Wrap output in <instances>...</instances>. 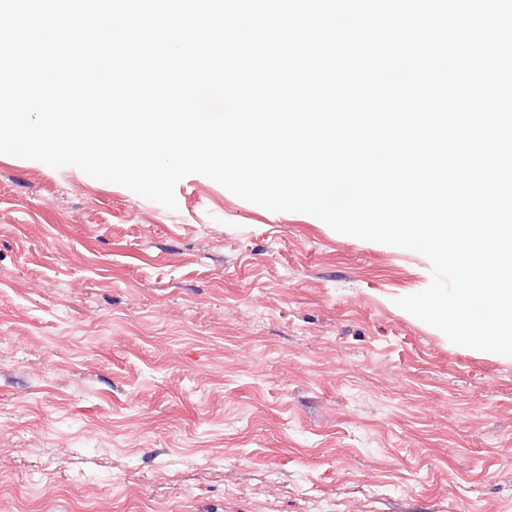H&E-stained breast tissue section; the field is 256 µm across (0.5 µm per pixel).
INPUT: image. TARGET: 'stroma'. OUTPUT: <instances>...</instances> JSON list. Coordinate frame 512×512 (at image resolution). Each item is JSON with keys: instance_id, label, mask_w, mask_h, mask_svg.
Masks as SVG:
<instances>
[{"instance_id": "stroma-1", "label": "stroma", "mask_w": 512, "mask_h": 512, "mask_svg": "<svg viewBox=\"0 0 512 512\" xmlns=\"http://www.w3.org/2000/svg\"><path fill=\"white\" fill-rule=\"evenodd\" d=\"M0 154V512H512V359L423 255L198 174Z\"/></svg>"}]
</instances>
